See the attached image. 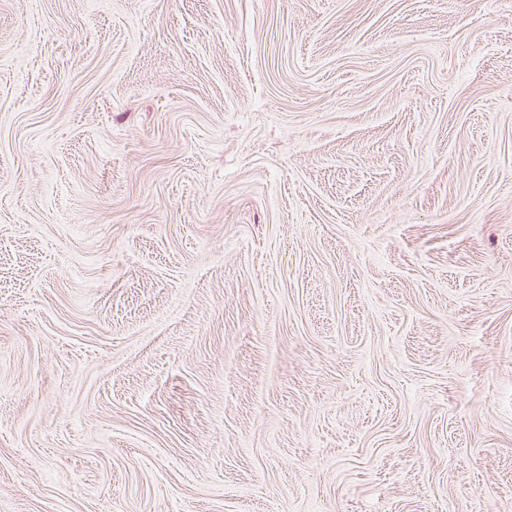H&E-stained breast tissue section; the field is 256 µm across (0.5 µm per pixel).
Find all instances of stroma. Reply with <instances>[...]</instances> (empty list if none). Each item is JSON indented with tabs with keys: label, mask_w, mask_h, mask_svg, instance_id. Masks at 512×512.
<instances>
[{
	"label": "stroma",
	"mask_w": 512,
	"mask_h": 512,
	"mask_svg": "<svg viewBox=\"0 0 512 512\" xmlns=\"http://www.w3.org/2000/svg\"><path fill=\"white\" fill-rule=\"evenodd\" d=\"M0 512H512V0H0Z\"/></svg>",
	"instance_id": "stroma-1"
}]
</instances>
